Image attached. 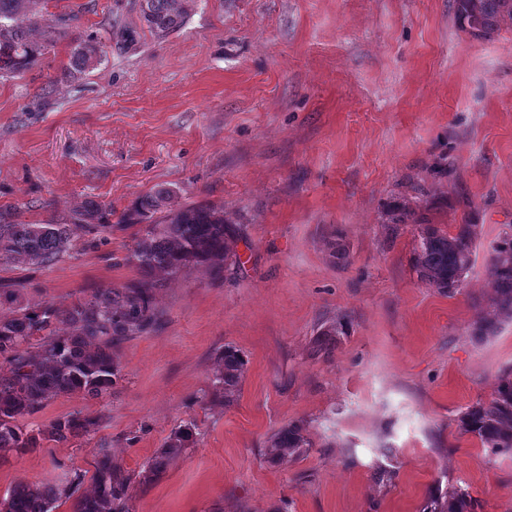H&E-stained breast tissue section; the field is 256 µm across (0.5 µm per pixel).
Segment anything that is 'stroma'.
<instances>
[{"mask_svg":"<svg viewBox=\"0 0 512 512\" xmlns=\"http://www.w3.org/2000/svg\"><path fill=\"white\" fill-rule=\"evenodd\" d=\"M142 0H37L73 11L67 36L21 75L0 77V216L69 222L94 200L111 234L30 271L23 300L61 308L136 279L135 198L223 207L240 267L192 270L156 290V331L117 350L107 395L44 402L19 427L78 413L90 435L0 456V497L16 484L84 479L110 448L131 478L130 512H421L437 483L465 482L480 512H512V456H492L457 421L512 368V323L475 336L493 244L512 234V30L473 39L452 0H190L183 24L150 33ZM136 39L116 49L113 28ZM96 36L101 63L64 71ZM450 232L480 228L475 263L448 295L411 265L414 224L388 236L396 197ZM342 235L347 261L328 241ZM346 326L331 353L315 340ZM247 361L231 405L213 395L225 347ZM303 422L312 446L270 462V437ZM194 441L145 479L172 431Z\"/></svg>","mask_w":512,"mask_h":512,"instance_id":"1","label":"stroma"}]
</instances>
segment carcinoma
<instances>
[{
	"mask_svg": "<svg viewBox=\"0 0 512 512\" xmlns=\"http://www.w3.org/2000/svg\"><path fill=\"white\" fill-rule=\"evenodd\" d=\"M34 0H0V76L20 75L49 47L66 35L67 14L36 15ZM456 14L471 36L481 38L502 26L512 27V0H454ZM188 13V0H144L148 28L163 37L179 27ZM104 50L94 40H82L71 50L69 74L85 72L102 61ZM112 210L90 200L75 213L73 224L0 223V260L24 268L53 265L72 246V226L94 238L112 231ZM411 212L396 204L389 212L387 232L398 233ZM127 227L145 225L134 236L128 261L138 277L122 288H100L89 297L61 309L52 302L21 307L0 319V358L9 365L0 376V452H24L49 439L67 441L90 431L94 423L73 414L38 433L17 427L16 419L36 413L51 397L85 393L108 394L121 378L113 349L123 341L155 331L158 317L155 290L161 277L203 268L219 278L224 269L240 265L236 228L224 210L209 203L174 204V190L160 187L137 198L123 215ZM478 225L459 224L450 234L433 224H418L413 268L418 278L448 294L460 288L474 264ZM25 287L22 280L0 283V306L14 304ZM491 293L477 303L475 335L488 338L512 322V235L500 237L491 258ZM67 331L62 332L58 325ZM344 324L319 334V350L328 351ZM246 362L233 347L224 348L214 379V395L231 404L239 390ZM459 430L476 438L493 455H512V370L498 377L486 401L469 406L459 418ZM193 426L174 431L148 466L146 478L163 473L169 461L190 445ZM312 447L305 425L290 423L271 438L268 458L274 462L298 456ZM96 491L76 499L73 512H129L130 478L112 460L108 448L94 456ZM66 495L58 484L19 483L0 501V512H54ZM478 502L459 482L436 489L422 512H477Z\"/></svg>",
	"mask_w": 512,
	"mask_h": 512,
	"instance_id": "cac0c4a2",
	"label": "carcinoma"
}]
</instances>
